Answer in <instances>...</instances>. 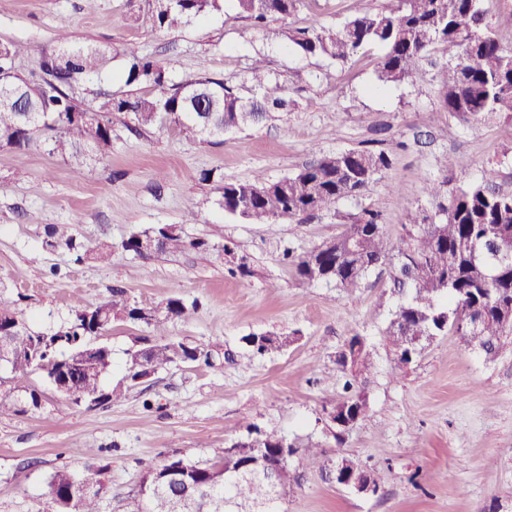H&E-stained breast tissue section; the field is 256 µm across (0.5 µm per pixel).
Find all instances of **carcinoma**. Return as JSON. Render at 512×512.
I'll use <instances>...</instances> for the list:
<instances>
[{
    "instance_id": "cac0c4a2",
    "label": "carcinoma",
    "mask_w": 512,
    "mask_h": 512,
    "mask_svg": "<svg viewBox=\"0 0 512 512\" xmlns=\"http://www.w3.org/2000/svg\"><path fill=\"white\" fill-rule=\"evenodd\" d=\"M222 0H151L154 23L171 26L182 19L221 9ZM239 14L254 25L294 15L306 0H235ZM483 0H384L376 8L363 7L340 27L321 26L291 31L288 39L310 56L345 62L373 44L385 48L378 79L399 82L422 73V63L438 48L460 50L459 62L443 64L438 71L445 111L464 121H479L492 114H512V50L504 49L496 32L486 23ZM128 81L145 84L156 94L149 97H109L99 113L83 115L82 105L70 94L81 80L95 78L110 69L112 55L100 48L75 46L61 36L58 52L41 57L39 69L21 71L27 47L10 42L0 49V70L25 84L33 117L24 124L10 91L0 84V147L24 150L44 144L50 155L76 165L86 149L105 157L112 152V114H125L135 133L168 125L188 140L257 125L273 112H286L290 102L284 88L267 78L263 61L253 63L252 79L258 95L240 97L236 90L209 77L168 84L158 61L128 48ZM390 165L385 151L349 150L318 159L299 172L276 181L258 174L250 182L224 184V212L250 224L290 221L323 211L342 199L364 195L376 176ZM442 182L430 181L426 193L437 202L440 220L426 213L411 217V230L396 243L383 233L381 212L364 209L351 216L350 224L336 237L293 256L285 254L297 277L304 282L332 283L340 289L357 287L370 271L389 259L396 260L393 290L408 294L394 313L386 336L397 362L407 365L419 353L421 343L451 331L489 358L512 350V260L499 263L493 247L512 251V191L497 184V173L485 171L481 181L443 195ZM123 251L148 259L185 250L204 251L209 243L187 239L175 224H162L130 234L118 245ZM115 245L102 242L93 248L79 241L71 224H50L44 229L42 247L67 250L76 263L111 259ZM179 296L162 302L130 301L123 288L112 289L109 298L95 306H76L72 318L51 333H32L11 307L0 303V354H8L0 366V412L14 404L15 394L27 391L24 378L37 367L52 381L67 369L75 406L115 402L151 374L180 364L204 362L213 356L199 346L169 336L167 324L195 310ZM144 325L151 335L141 336L127 350L126 374L110 388L104 380L112 372V347L89 343L104 335L112 323ZM249 356L281 351L288 336L253 333L241 338ZM339 363L350 372L345 388L350 391L337 408L364 418L367 403L355 390L370 371L371 353L364 339L349 337ZM253 441H244L231 456L201 464L184 455H172L150 468L136 490L121 500V512H175L176 495L185 494L183 512H224L233 500L246 512L263 501L264 512H283L281 500L270 499L261 479L244 475L261 471V456L253 443L262 444L275 457L283 436L276 430L247 426ZM180 469V480L165 485L169 466ZM108 466L86 464L79 471L61 467L47 479L54 512H102L109 490L104 486ZM97 485L77 493V485Z\"/></svg>"
}]
</instances>
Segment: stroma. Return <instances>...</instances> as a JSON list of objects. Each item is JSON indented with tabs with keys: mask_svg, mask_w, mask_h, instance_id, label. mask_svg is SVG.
<instances>
[{
	"mask_svg": "<svg viewBox=\"0 0 512 512\" xmlns=\"http://www.w3.org/2000/svg\"><path fill=\"white\" fill-rule=\"evenodd\" d=\"M356 8V0H307L295 16L258 29L234 0H224L221 10L160 28L145 0H97L90 11L84 0H0V43L28 46L26 70L59 48L63 32L73 45L111 51V74L75 89L87 110L100 111L108 93L151 95L126 81L129 46L161 60L170 82L207 76L244 97L255 93L251 64L263 58L291 101L263 124L195 141L167 127L131 132L118 114L111 154L80 168L40 144L0 148V302L32 331L48 333L115 286L157 302L178 295L198 307L173 321L169 335L221 358L212 368L157 373L127 400L90 409L71 405L29 371L26 385L40 393L38 406L0 415V512H51L48 475L80 469L91 448L108 466L106 512H119L148 468L176 452L215 461L250 424L320 451L293 458L301 481L285 495L284 512H512V354L490 360L448 333L399 366L384 335L399 303L390 264L342 290L303 282L282 261L284 250L300 254L335 237L365 208L382 212L386 239L397 241L410 213L434 212L425 192L430 180L455 188L480 181L492 166L499 185L512 190V116L460 120L444 110L429 74L380 85L382 47L341 63L305 56L286 38L296 28L340 25ZM364 148L387 151L390 167L369 193L332 210L250 224L222 207L225 183L258 173L278 180L323 156ZM445 155L465 158L466 167L442 171ZM190 208L197 219L187 224ZM48 224L74 225L88 245L114 243L111 263L77 264L66 251H46ZM156 224L179 225L212 248L152 259L119 249L132 232ZM227 241L235 256L222 252ZM241 257L251 275L235 273ZM266 331L297 340L282 352L242 357V337ZM355 334L373 356L359 384L368 409L339 444L326 415L345 396L348 374L338 355ZM340 455L374 471L377 495L326 480Z\"/></svg>",
	"mask_w": 512,
	"mask_h": 512,
	"instance_id": "35a3bbf8",
	"label": "stroma"
}]
</instances>
